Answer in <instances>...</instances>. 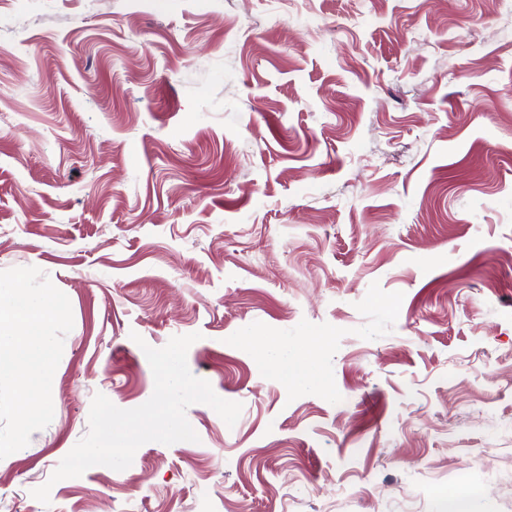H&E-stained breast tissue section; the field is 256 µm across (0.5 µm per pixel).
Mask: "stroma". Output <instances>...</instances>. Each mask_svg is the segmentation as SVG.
Segmentation results:
<instances>
[{"label":"stroma","mask_w":512,"mask_h":512,"mask_svg":"<svg viewBox=\"0 0 512 512\" xmlns=\"http://www.w3.org/2000/svg\"><path fill=\"white\" fill-rule=\"evenodd\" d=\"M31 266L73 328L0 512H450L462 473L512 512V0H0V271ZM192 333L236 424L191 405L197 441L33 498ZM258 347L264 357L281 372L287 382L297 387H306L313 381L308 368L297 366L293 362L288 344L262 342L258 344Z\"/></svg>","instance_id":"obj_1"}]
</instances>
